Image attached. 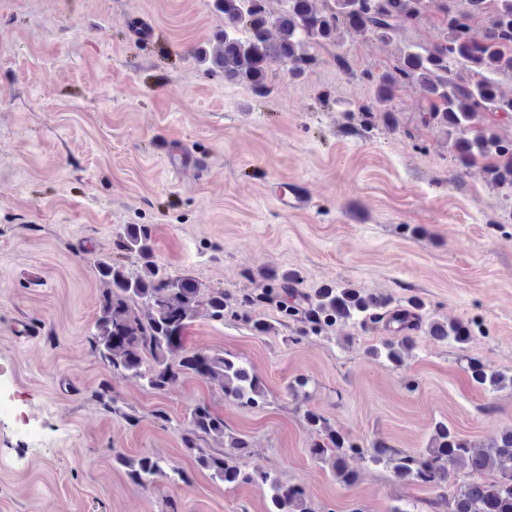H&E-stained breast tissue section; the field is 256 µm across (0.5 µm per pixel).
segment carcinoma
Returning <instances> with one entry per match:
<instances>
[{
    "mask_svg": "<svg viewBox=\"0 0 512 512\" xmlns=\"http://www.w3.org/2000/svg\"><path fill=\"white\" fill-rule=\"evenodd\" d=\"M213 2L224 18V30L216 35L219 46L211 52L200 46L194 57L208 68L220 70L224 82L246 84L257 93L267 91L273 66L283 65L288 74L301 76L318 62L311 49L336 42L342 31L388 40L398 28L416 24L428 4L434 3L441 14L436 39L416 50L406 48L392 67L378 75L364 73L372 98L358 106V111L367 125L373 124L376 112L384 113L394 124L392 101L399 92L412 89L429 103L428 121L445 127L453 137L457 175L464 174L477 159L491 157L495 162L485 168L487 181L512 186V140L489 133L480 125L486 113L512 117V97L501 95L492 79L500 72L512 73V0H465L464 9L456 8L450 0H285L286 10L276 17L268 9V0ZM479 21L485 26L482 39L477 40L472 30ZM464 71L469 78L462 76ZM467 130L471 135H464ZM119 248L126 258L135 259L140 269L132 272L107 255L97 260V273L105 289L99 300L93 342L104 368L142 378L155 391L165 390L184 374H194L218 385L225 399L242 408L263 404L266 391L262 381L238 356L184 348L183 335L194 317L201 284L188 275L173 276L154 261L150 228L128 226ZM262 278L279 282L280 312L296 322L291 329L293 342L326 326L354 321L362 329L385 324L388 335L370 347L368 354L383 356L397 368L416 346L412 332L418 329L417 310L423 307L418 299L400 309L393 306L390 296L347 286L301 294L294 288L297 274L290 271L270 272ZM272 293L273 289L267 288L260 295L242 296L236 317L257 333L269 332L271 325L255 318L251 308ZM226 307L224 291L210 294L213 320L224 321ZM427 334L435 341L451 339L463 346L471 340L472 330L461 321L433 320ZM467 372L479 387L512 386V378L487 370L476 358H467ZM303 417L318 435L309 448L310 456L327 464L334 477L347 486L359 478L349 465L356 457L391 469L402 481L439 490L431 502L434 509L512 512V428L484 445L438 422L428 447L409 454L381 441L360 443L311 408L304 410ZM208 436L223 438L225 449L217 452L201 447L199 440ZM182 441L197 464L224 485L250 484L266 489L267 512H316L302 486L283 484L265 471L242 470L237 456L250 447V442L225 433L224 419L207 405L198 404L191 410ZM120 463L128 467L129 477L144 487L169 468L165 460L148 455ZM460 464L469 468L473 478L462 481L450 494L448 477ZM485 472H493L495 477L480 478Z\"/></svg>",
    "mask_w": 512,
    "mask_h": 512,
    "instance_id": "carcinoma-1",
    "label": "carcinoma"
}]
</instances>
